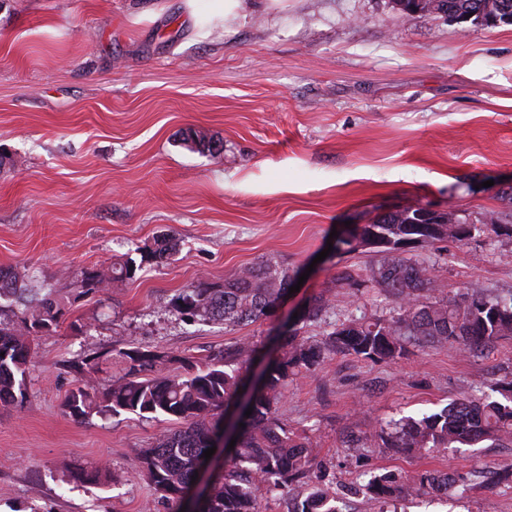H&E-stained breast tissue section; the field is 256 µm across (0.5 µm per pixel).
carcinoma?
<instances>
[{
  "label": "carcinoma",
  "instance_id": "cac0c4a2",
  "mask_svg": "<svg viewBox=\"0 0 512 512\" xmlns=\"http://www.w3.org/2000/svg\"><path fill=\"white\" fill-rule=\"evenodd\" d=\"M425 14L446 12L458 19H469L476 27L495 18L512 24V0H423ZM416 208H405L377 215L363 231L349 229L336 237L333 251L351 254L364 247L380 253L375 282L386 288L398 304L400 314L390 321L383 318L351 319L326 333L319 340L297 339L293 335L264 367L246 407L252 414L240 413L236 446L229 450L230 468L211 483L207 499L198 504L199 512H259L260 499L283 491L304 479L313 467L314 444L297 440L277 415V405L288 387V380L301 370L321 365L333 355H352L372 362L394 361L407 352V345L425 341L457 344L463 352H475L501 336L512 334V299L477 298L463 305L449 303L446 297L421 301L422 292L437 288L428 277L429 261L401 252L411 240L418 244L452 238L459 242L474 233L499 235L504 225L494 215L481 224H457L448 212L450 224H418ZM177 243L169 235L154 240L151 247L139 249L140 260L131 255L112 263V276L97 271L81 272L79 288L84 294L105 290L113 280L132 279L141 264L163 260L176 252ZM292 275L288 268L271 261L248 267L217 288L201 281L180 294L174 308L202 322L226 327L246 325L274 313L276 303L288 295ZM52 291L40 294L19 283L16 274L0 269V298H13L19 311L15 322L0 321V403L25 398L26 371L33 359L30 338L55 330L63 309L51 298ZM253 349L246 342L236 344L203 363H188L185 375H152L162 355L132 350L123 356L134 365L112 381L102 393L89 386L71 391L64 400L70 416L83 418L91 412L132 413L140 417L166 416L180 428L158 438L149 448L136 453L137 461L154 489L169 505L170 512H181L185 491L198 471L203 451L212 436L224 425V410L237 403L245 385ZM238 368L228 372L226 363ZM495 389L505 402L489 397L482 402L461 399L441 411L421 418L390 420L380 428L383 445L395 452H434L471 446L479 440L506 439L512 443V381L499 382ZM356 493L388 503L421 494H446L440 475L425 473L402 476L391 471L358 475L353 481ZM288 512H341L336 497L314 488Z\"/></svg>",
  "mask_w": 512,
  "mask_h": 512
}]
</instances>
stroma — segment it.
I'll return each mask as SVG.
<instances>
[{
  "label": "stroma",
  "mask_w": 512,
  "mask_h": 512,
  "mask_svg": "<svg viewBox=\"0 0 512 512\" xmlns=\"http://www.w3.org/2000/svg\"><path fill=\"white\" fill-rule=\"evenodd\" d=\"M185 0H0V268L64 306L56 331L35 337L24 401L0 404V512H167L134 460L176 430L160 416H69L66 395L97 390L130 367V350L162 351L165 375L247 340L260 362L288 317L313 296L327 306L300 323L320 338L350 316L398 307L372 279L370 249L327 253L331 231L425 206L469 224L497 213L512 187V25L480 29L443 16H399L390 0H251L217 31ZM219 140L220 153L190 135ZM175 255L145 264L101 294H79L86 268L162 234ZM430 276L449 300L512 298V233L426 244ZM306 274L276 313L246 326L189 322L172 299L204 280L222 285L265 261ZM354 266L358 287L338 283ZM87 361L85 373L71 369ZM512 379V335L466 354L409 345L393 362L327 359L289 384L278 414L315 443L307 483L262 502L287 512L308 484L347 512H382L347 485L368 471L460 476L447 496L398 502V512H512V445L484 441L428 455L394 453L378 436L390 418L421 417L482 398ZM360 452L346 448L349 433ZM106 465L104 485L72 471Z\"/></svg>",
  "instance_id": "1"
}]
</instances>
